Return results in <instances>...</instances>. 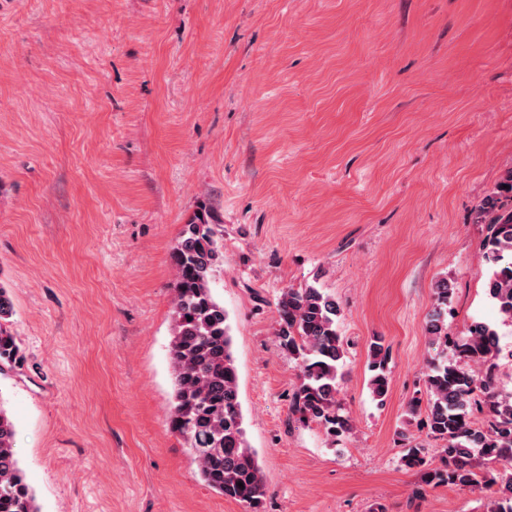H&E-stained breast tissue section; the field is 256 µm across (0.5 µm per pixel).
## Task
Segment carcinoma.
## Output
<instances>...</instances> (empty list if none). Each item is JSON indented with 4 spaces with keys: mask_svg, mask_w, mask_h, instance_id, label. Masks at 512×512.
Returning a JSON list of instances; mask_svg holds the SVG:
<instances>
[{
    "mask_svg": "<svg viewBox=\"0 0 512 512\" xmlns=\"http://www.w3.org/2000/svg\"><path fill=\"white\" fill-rule=\"evenodd\" d=\"M510 197L512 169L503 175L496 191L483 199L480 221L487 228L491 263L486 290L503 320L511 323ZM218 223L215 212L200 204L172 253L175 282L168 356L174 392L169 425L185 441L201 480L210 489L257 512L266 485L256 452L246 439L228 315L212 292L221 248L214 228ZM452 291L448 280L436 283L437 307L426 324L432 345H448L446 306ZM276 309L280 346L299 360L292 413L304 422L322 425L333 439L350 432L353 423L340 414L338 400L345 357L344 340L337 330L338 302L323 289L309 285L284 291ZM12 316V300L0 285V371L23 360L20 342L8 328ZM456 351L464 364L434 360L425 376L426 427L430 438L443 442L442 465L432 466L419 447L407 449L402 463L408 469H419L427 484L470 488L483 479L475 458L512 466V395L502 397L496 392L501 348L495 326L472 322ZM388 356L382 339L370 343L369 388L380 403L389 390ZM469 362L479 367V373L466 368ZM15 435L13 421L0 406V512H39L17 457ZM502 483L488 512H512V472L502 475Z\"/></svg>",
    "mask_w": 512,
    "mask_h": 512,
    "instance_id": "carcinoma-1",
    "label": "carcinoma"
}]
</instances>
